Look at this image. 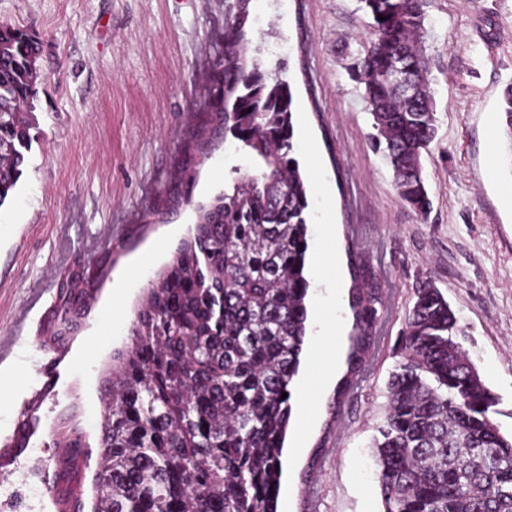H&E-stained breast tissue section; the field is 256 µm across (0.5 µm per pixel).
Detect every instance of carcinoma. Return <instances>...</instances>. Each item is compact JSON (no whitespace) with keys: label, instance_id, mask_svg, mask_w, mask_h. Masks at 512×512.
Instances as JSON below:
<instances>
[{"label":"carcinoma","instance_id":"obj_1","mask_svg":"<svg viewBox=\"0 0 512 512\" xmlns=\"http://www.w3.org/2000/svg\"><path fill=\"white\" fill-rule=\"evenodd\" d=\"M373 38L359 81L376 147L396 173L401 201L430 210L421 157L437 133L422 48L428 0H361ZM384 19H378V16ZM244 33L224 30V85L236 111L216 95L186 151L208 155L222 129L262 162L250 181L216 197L172 260L148 281L128 345L103 375L104 403L93 512H276L289 392L306 336L304 275L307 191L293 157L292 95L268 84ZM39 47L24 29L0 26V206L22 174L30 147ZM401 56L413 92L389 83ZM349 307L355 336L348 371L329 402L337 422L352 378L365 367L382 295L365 258L349 250ZM112 272V256L79 259L59 273L39 326V344L64 357L68 337ZM403 330L404 354L387 383L388 410L373 448L384 512H512V439L492 418L497 396L472 384L465 331L439 288L424 281ZM47 381L0 443V469L25 450ZM53 436L57 512H81L85 436L68 417Z\"/></svg>","mask_w":512,"mask_h":512}]
</instances>
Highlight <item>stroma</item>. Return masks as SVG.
Listing matches in <instances>:
<instances>
[{
  "label": "stroma",
  "instance_id": "obj_1",
  "mask_svg": "<svg viewBox=\"0 0 512 512\" xmlns=\"http://www.w3.org/2000/svg\"><path fill=\"white\" fill-rule=\"evenodd\" d=\"M229 0H0V24L34 32L41 77L31 150L13 195L0 206V440L30 398L26 362L49 361L37 341L58 274L77 257L113 252L115 263L57 367L40 423L0 490L38 463L33 512H56L49 430L75 414L97 449L100 379L128 336L147 280L168 263L199 207L231 190L235 168L260 165L226 138L195 167L190 203L151 208L168 196L186 154L181 140L224 65ZM247 37L266 71L280 70L293 96L294 146L307 187L309 258L333 224L336 300L322 307L341 327L335 351L306 337L290 391L277 512H300L301 472L320 437L327 448L306 489L314 512H383L371 442L383 423L385 387L400 359L415 288L433 279L468 338L464 343L512 435V140L502 94L512 84V0H431L425 53L438 133L425 156L432 210L420 217L398 198L393 171L370 144L372 116L355 64L372 37L360 0H251ZM319 112H312L311 100ZM363 253L385 301L375 353L356 378L332 433L325 404L346 371L353 332L349 251ZM330 371L307 432L298 420L309 372Z\"/></svg>",
  "mask_w": 512,
  "mask_h": 512
}]
</instances>
